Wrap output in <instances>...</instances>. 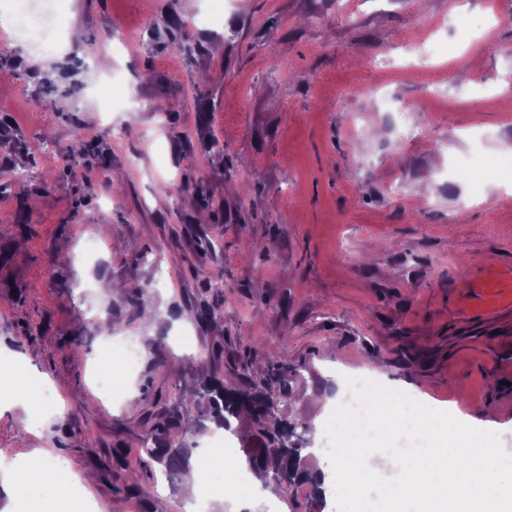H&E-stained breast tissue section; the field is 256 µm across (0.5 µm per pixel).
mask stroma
Instances as JSON below:
<instances>
[{"mask_svg":"<svg viewBox=\"0 0 512 512\" xmlns=\"http://www.w3.org/2000/svg\"><path fill=\"white\" fill-rule=\"evenodd\" d=\"M208 4L62 0L60 60L107 30L132 44L75 70L90 90L79 110L35 107L37 49L0 38V357L53 380L31 430L0 414V448L94 474L98 512H180L190 476L154 494L152 424L193 425L179 388L212 374L251 384L282 355L305 383L280 410L313 431L343 372L512 425V95L463 102L471 83L456 77L512 81V0H230L216 25L173 30ZM110 68L147 108L101 111ZM381 86L423 105L405 133L372 111ZM79 137L100 161L59 158ZM482 155L505 165L494 201L459 208L477 186L448 170ZM185 182L209 210L173 205L164 185ZM95 236L103 251L85 256ZM203 304L219 310L212 324ZM103 319L140 352L113 374L110 405L92 383ZM132 470L143 495L124 490Z\"/></svg>","mask_w":512,"mask_h":512,"instance_id":"stroma-1","label":"stroma"}]
</instances>
